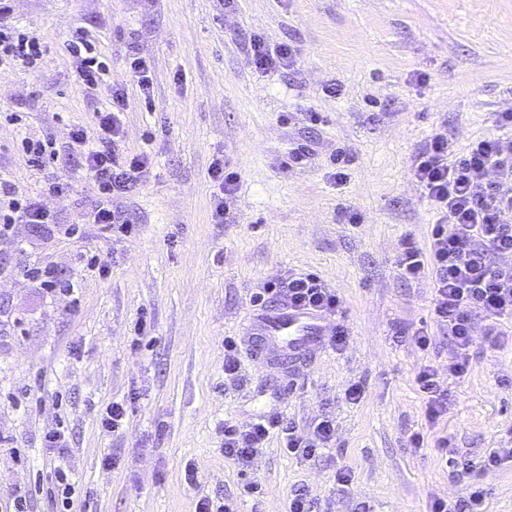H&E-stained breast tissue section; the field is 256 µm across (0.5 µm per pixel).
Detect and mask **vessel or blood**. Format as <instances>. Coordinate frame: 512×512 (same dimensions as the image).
<instances>
[{
  "label": "vessel or blood",
  "instance_id": "vessel-or-blood-1",
  "mask_svg": "<svg viewBox=\"0 0 512 512\" xmlns=\"http://www.w3.org/2000/svg\"><path fill=\"white\" fill-rule=\"evenodd\" d=\"M334 329L332 319L319 311L276 305L257 311L244 333L263 337L258 355L267 362H277L284 356L299 362L319 351Z\"/></svg>",
  "mask_w": 512,
  "mask_h": 512
}]
</instances>
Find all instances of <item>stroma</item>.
<instances>
[{"label":"stroma","mask_w":512,"mask_h":512,"mask_svg":"<svg viewBox=\"0 0 512 512\" xmlns=\"http://www.w3.org/2000/svg\"><path fill=\"white\" fill-rule=\"evenodd\" d=\"M16 27L47 47L36 70L0 71V175L41 197L64 237L33 224L0 240V512L18 495L28 512H53L42 485L53 459L42 440L63 429L69 447L72 512H195L201 497H235L242 483L263 493L240 512H288L295 484L321 512H428L470 485L488 512H512V467L464 472L492 448H512V337L474 328L469 373L448 375L451 341L431 318L432 281L400 278L406 234L426 243L434 211L409 165L433 134L455 149L512 131V0H11ZM94 35L110 78L91 94L74 85L66 42ZM289 44L293 64L262 75L250 41ZM150 61L143 97L127 68L129 49ZM342 86L330 97L325 86ZM124 87L123 151L151 160L144 181L116 198L128 236L102 235L83 221L98 198L65 149L72 126ZM50 138L58 159L28 167L22 138ZM348 158L343 179L330 163ZM238 174L223 220L213 215L215 161ZM65 184L62 193L49 190ZM360 223L346 221L348 212ZM96 256L107 276L84 271ZM55 267L77 282L78 303L49 296L26 267ZM317 274L335 290L348 336L303 362L268 365L243 348L236 380L224 377V340L241 338L266 283ZM150 328L134 339L139 313ZM427 328L420 350L399 326ZM433 364L446 378L448 415L429 427L414 382ZM363 383L362 401L346 388ZM126 402L120 434L104 435L102 408ZM279 413L308 430L336 423L333 448L317 460L287 456L270 439L250 467L222 452L226 423ZM435 429L452 445L413 448L408 437ZM194 464L195 483L184 478ZM351 470L352 488L336 483Z\"/></svg>","instance_id":"obj_1"}]
</instances>
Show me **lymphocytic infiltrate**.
<instances>
[{"label": "lymphocytic infiltrate", "mask_w": 512, "mask_h": 512, "mask_svg": "<svg viewBox=\"0 0 512 512\" xmlns=\"http://www.w3.org/2000/svg\"><path fill=\"white\" fill-rule=\"evenodd\" d=\"M67 49L79 89L89 92L107 81L110 68L99 61L94 42L85 31H75ZM45 52L39 37L0 22V68L35 69ZM126 103L125 89L113 88L110 108L96 112L93 127L74 126L68 142L69 155L82 161L100 193L84 221L109 234L129 232V220L113 209L112 199L139 185L148 169L146 154L120 151V114ZM492 169L512 172V149L495 136L476 140L458 153L453 151L447 135L438 133L411 159V176L438 218L426 244H419L413 235L404 236L396 266L408 281L431 277V315L453 342L448 374L455 378L466 376L471 367L475 320L488 321L490 335L497 336L501 333L500 321L512 318V266L496 262L497 257L512 254V181L487 180ZM53 221L52 213L38 197L11 180L0 178V239L10 236L14 225ZM271 301L308 306L330 315L340 304L335 291L322 285L316 276L302 273L289 274L254 299L260 307ZM415 382L425 399L428 424L438 425L448 412V389L443 379L433 365L426 364L417 371ZM335 434L330 417L321 418L302 434L293 421L275 413L246 426H225L223 451L225 458L245 468L275 436L288 454L312 461L329 448ZM44 441L57 458L51 499L56 512H70L73 498L66 473L65 436L55 429L45 434Z\"/></svg>", "instance_id": "obj_1"}]
</instances>
